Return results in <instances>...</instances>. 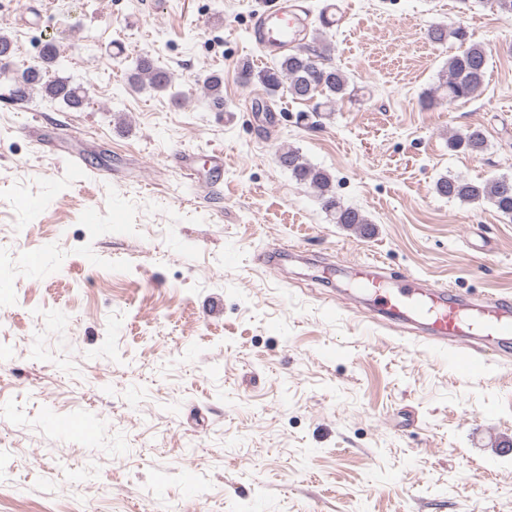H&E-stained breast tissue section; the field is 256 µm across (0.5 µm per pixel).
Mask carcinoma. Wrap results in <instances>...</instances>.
<instances>
[{
    "label": "carcinoma",
    "mask_w": 512,
    "mask_h": 512,
    "mask_svg": "<svg viewBox=\"0 0 512 512\" xmlns=\"http://www.w3.org/2000/svg\"><path fill=\"white\" fill-rule=\"evenodd\" d=\"M428 38L437 44L454 39L463 46L459 53L448 59L446 79L436 91L442 92V96L450 101L474 98L482 89L486 77L488 55L484 47L468 42L467 32L463 28L443 24L431 27ZM327 52V45L320 50L299 47L283 54L275 67L259 71L245 62L240 67V79L245 84L257 81L270 93L284 88L295 100H311L320 95L324 101L319 106L330 108L337 98L347 94L349 79L341 69L324 63ZM14 54L13 40L0 34V71L8 68ZM63 67L64 56L54 42H48L39 64L11 73L7 98L16 103L24 102L33 92L39 91L50 101H58L75 109L82 107L87 100L86 89L80 82L58 76L57 72ZM128 81L136 87L168 91L174 100L181 95V92L173 90L171 73L147 55L136 60L128 74ZM202 88L205 97L215 108H224L223 78L219 73L208 74L202 81ZM449 146L453 150L478 155L485 151L487 142L483 130L472 127L452 136ZM278 161L295 179L317 191L323 209L334 215L336 223L354 228L366 236L373 234L374 227L367 217L356 208L342 205L331 189L330 175L310 164L299 150L289 148L279 151ZM435 189L439 195L461 202L487 200L499 213L512 218V177L501 176L476 182L450 175L440 178Z\"/></svg>",
    "instance_id": "cac0c4a2"
}]
</instances>
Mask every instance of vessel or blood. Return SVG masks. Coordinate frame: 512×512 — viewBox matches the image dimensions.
I'll return each mask as SVG.
<instances>
[{
	"mask_svg": "<svg viewBox=\"0 0 512 512\" xmlns=\"http://www.w3.org/2000/svg\"><path fill=\"white\" fill-rule=\"evenodd\" d=\"M297 21L295 5L271 0L253 18L258 46L267 53L288 49ZM354 275L353 296L363 300L373 317L417 326L431 343L456 353L476 343L490 353L512 348V299L486 296L472 301L445 288L422 287L415 277L392 285L369 262L358 264Z\"/></svg>",
	"mask_w": 512,
	"mask_h": 512,
	"instance_id": "obj_1",
	"label": "vessel or blood"
}]
</instances>
